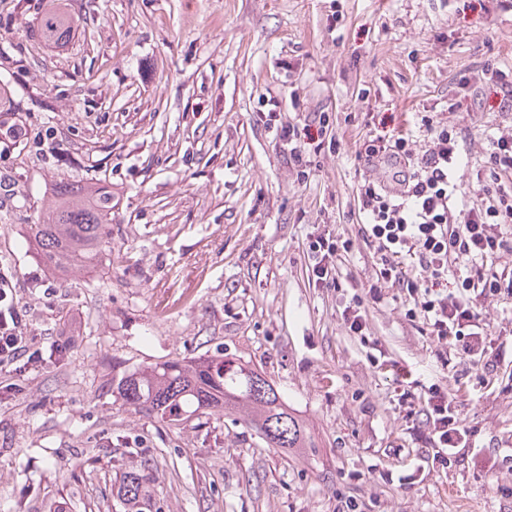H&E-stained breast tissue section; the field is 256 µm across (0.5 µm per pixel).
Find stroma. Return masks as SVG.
<instances>
[{
    "label": "stroma",
    "mask_w": 512,
    "mask_h": 512,
    "mask_svg": "<svg viewBox=\"0 0 512 512\" xmlns=\"http://www.w3.org/2000/svg\"><path fill=\"white\" fill-rule=\"evenodd\" d=\"M49 0H0V80L25 137L0 143V265L42 359L0 374V512H127L112 488L150 463V512H512V297L481 300L496 374L408 320L358 233L364 138L414 113L464 129L470 161L512 133L494 88L449 111L459 74L512 77V9L497 0H72L84 32L42 47ZM331 126L299 182L262 114ZM112 184V240L90 268L50 273L28 234L47 182ZM346 233L340 289L310 278L314 231ZM381 351L388 367L373 364ZM273 382L313 445L270 448L213 414L169 425L116 401L124 370L216 352ZM448 384L475 448L447 467L397 388ZM341 316L350 333L353 336H359L360 340H364L368 335V323L361 295L355 293L345 302Z\"/></svg>",
    "instance_id": "35a3bbf8"
}]
</instances>
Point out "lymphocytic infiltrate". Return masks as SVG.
Instances as JSON below:
<instances>
[{
  "mask_svg": "<svg viewBox=\"0 0 512 512\" xmlns=\"http://www.w3.org/2000/svg\"><path fill=\"white\" fill-rule=\"evenodd\" d=\"M417 124L427 138L421 152H414L409 133L401 132L364 140L357 155L367 166H394L399 180L393 189L366 179L356 190L359 230L373 249L378 270L366 295H352L341 316L352 335L366 337L365 298L378 300L383 289H397L407 317L421 321L437 340L458 344L465 361L490 369L496 361L490 356L477 301L504 292L512 295V272L494 267L497 254L512 245V134L491 140L475 168L477 196L469 201L457 182L460 128L426 114L418 115ZM328 127L322 112L305 124L277 127L297 181L308 180L307 148L324 137ZM350 245V238L341 233L310 236L316 287H338V264ZM10 288V273L0 269V372L29 351L22 315L8 298ZM420 403L436 448L433 460L447 464L456 449L470 447L469 434L458 421L447 386L431 384Z\"/></svg>",
  "mask_w": 512,
  "mask_h": 512,
  "instance_id": "lymphocytic-infiltrate-1",
  "label": "lymphocytic infiltrate"
}]
</instances>
